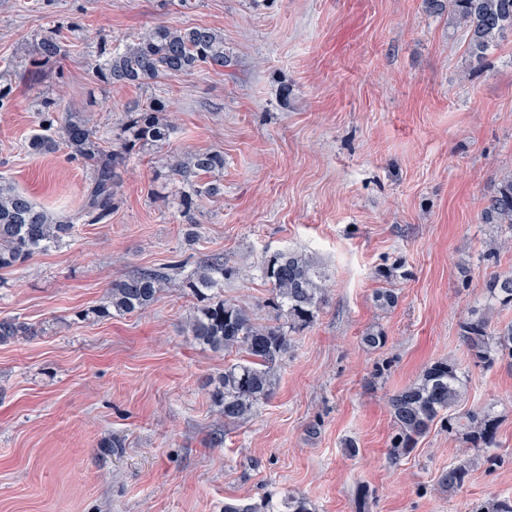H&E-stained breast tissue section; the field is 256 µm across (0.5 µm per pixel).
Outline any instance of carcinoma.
<instances>
[{
    "instance_id": "1",
    "label": "carcinoma",
    "mask_w": 512,
    "mask_h": 512,
    "mask_svg": "<svg viewBox=\"0 0 512 512\" xmlns=\"http://www.w3.org/2000/svg\"><path fill=\"white\" fill-rule=\"evenodd\" d=\"M434 12L448 11V26L462 30L466 52L481 59L512 35V0H426ZM67 53L60 35L40 38L30 67L34 70L54 64ZM228 63L224 36L207 26L172 27L157 24L121 51L100 44L90 60L96 77L114 87L139 86L166 74L192 75L202 66L222 70ZM165 104L156 100L146 107L135 105L123 119V134L117 146L102 140L97 128L83 112L60 113L56 102L40 103L38 129L27 141L34 154L55 152L60 144L82 162L90 174L80 207L72 214H59L34 202L11 181L0 177V270L15 269L35 254L71 238L77 224H101L112 216L114 199L121 187V168L146 145L170 142L173 127L161 117ZM166 168L171 193L180 197L185 217H190L194 197L214 196L220 187L204 177L224 170V154L205 151L171 153ZM485 224L512 228V171L504 173L481 211ZM179 265L145 268L111 283L105 304L92 310L99 318L112 314H133L146 309L172 281ZM264 276L273 285V304L283 312L286 325L257 322L249 312L224 299L209 301L210 292L224 285V259L207 258L183 281V287L204 300L187 322L195 342L215 353L237 351L242 357L224 366V373L211 382L210 398L227 422L244 421L272 395L277 384V366L288 352V331L313 321L326 302L328 289L322 285L315 262L296 252H279L265 259ZM486 303L470 309L460 325V339L478 366L491 367L505 357L512 358V321L493 324L498 308L512 307V274H493L484 283ZM33 334L32 328L16 319L0 321V344L15 342ZM464 392V374L448 358L428 365L409 386L392 394L388 407L395 426L389 460L396 462L416 447L419 439L439 423L450 433L466 438L481 449L486 462L497 455L499 419L494 406L472 407L461 415L452 413ZM471 462L448 465L439 483L448 492L461 489ZM284 512H312L304 495L288 494ZM224 512H271L264 504L224 503ZM472 512H512V498H494L476 504Z\"/></svg>"
}]
</instances>
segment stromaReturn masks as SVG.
<instances>
[{
  "mask_svg": "<svg viewBox=\"0 0 512 512\" xmlns=\"http://www.w3.org/2000/svg\"><path fill=\"white\" fill-rule=\"evenodd\" d=\"M157 24L224 35L228 64L142 86L100 82V43L120 50ZM63 33L68 53L37 82L24 75L38 40ZM0 177L57 212L89 182L68 150L32 155L41 100L86 113L117 139L129 104L164 100L169 144L145 146L122 172L107 224L0 273V319L34 334L0 344V512H223L304 494L315 512H470L512 497V361L474 365L459 340L491 273L512 272V232L481 210L512 169V37L478 66L424 0H0ZM217 150L218 196L191 218L163 184L173 152ZM504 241L498 259L486 251ZM308 254L329 300L293 333L277 388L244 423L225 421L206 381L234 354L196 344L199 305L173 280L145 311L83 318L113 281L143 268L221 255V298L274 315L261 262ZM397 301L382 309L381 288ZM371 328L386 342L367 348ZM451 358L468 378L461 409L495 404L496 465L433 426L398 463L388 458L389 396ZM118 438L122 447L102 442ZM474 464L448 493L439 475Z\"/></svg>",
  "mask_w": 512,
  "mask_h": 512,
  "instance_id": "obj_1",
  "label": "stroma"
}]
</instances>
